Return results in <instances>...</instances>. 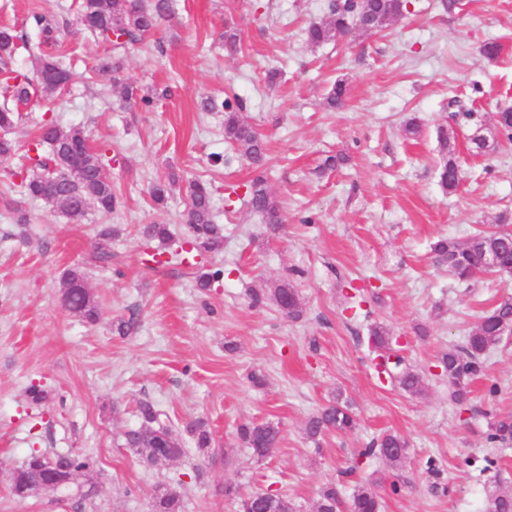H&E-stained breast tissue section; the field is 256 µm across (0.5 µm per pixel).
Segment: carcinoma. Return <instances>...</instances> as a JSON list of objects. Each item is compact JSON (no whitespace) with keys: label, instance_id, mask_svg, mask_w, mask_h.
<instances>
[{"label":"carcinoma","instance_id":"obj_1","mask_svg":"<svg viewBox=\"0 0 512 512\" xmlns=\"http://www.w3.org/2000/svg\"><path fill=\"white\" fill-rule=\"evenodd\" d=\"M170 11L169 0H81L79 23L89 32L113 44L114 49L137 42L154 31L159 22ZM408 11L407 0H367L365 9H360L355 0H334L328 5L327 16L308 26L305 38L309 45L320 46L336 39L343 29L351 33L370 34L372 29L382 32L389 26L378 25L385 17L394 22ZM29 26L39 37L38 47L52 49L58 46L57 25L47 16L34 12L28 18ZM20 37L10 27H0V84L19 101L30 100L37 91L53 92L71 80V73L60 66L56 57L42 53L35 79L19 72L14 66L15 51ZM98 69L112 73L113 82H121L120 56L114 55L99 61ZM224 110V139L233 145L253 166L266 164V145L261 134L248 122L241 112L246 110L244 101L234 96L221 103ZM19 114L7 106L0 107V163L11 159L16 144L9 137L16 126ZM498 134L512 141V110H503L495 115ZM442 154L439 183L443 191L451 192L460 181V170L454 151L448 144V136L439 133ZM30 150L35 155L27 156L28 173L23 182L24 195L32 200L44 201L56 206L64 216L75 224L82 223L92 213L101 218L108 217L119 205V197L110 177L102 165V155L95 152L82 130H64L46 123L37 131ZM189 205L184 216L188 224L190 249L197 254L211 253L223 243L221 228L214 223L211 192L208 184L195 179L187 183ZM249 202L258 212L268 230L276 233L285 222L283 207L269 192L266 181L255 179L249 186ZM438 261L458 280L468 282L488 273L483 259L494 255L498 259L497 273L512 274V232L500 224L494 230H480L467 242L442 238L432 244ZM65 308L83 321L94 322L99 317V306L93 295L85 290H70L63 294ZM252 298L260 303L268 300L288 318L301 315V302L297 289L288 281L276 283L271 288L252 290ZM512 319V297H505L483 312L474 328L466 337L465 344L451 349L442 359L443 373L448 378L451 397L463 400L468 394V385L478 375L482 358L494 349L502 339L500 325ZM398 368L396 380L410 394L422 392L423 381L413 368L403 365L396 358ZM139 427L124 434L126 447L132 449L147 465L177 461L185 455L180 435L161 420L157 406L148 399L138 403ZM355 420L346 404L336 403L312 416L306 426L308 437L315 439L326 431L348 432ZM187 431L194 438L196 448L206 452L211 445V434L202 420L189 424ZM240 441L257 458L268 455L280 441V430L272 424L242 425L238 429ZM489 439L501 445L512 444V416L496 419L491 424ZM406 447V442L396 434H386L378 447L368 448L367 454H376L392 464L400 462L395 448ZM40 454L34 453L11 474V490L19 498H27L47 480L46 471L39 463ZM67 478L60 483L65 489L89 470L91 460L79 453L61 456ZM182 495L174 487H160L152 501V512H182ZM376 492L367 486L359 487L352 497L344 501L336 488L321 491L318 512H378ZM243 512H297L296 506L286 495L257 492L242 502Z\"/></svg>","mask_w":512,"mask_h":512}]
</instances>
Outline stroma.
Returning a JSON list of instances; mask_svg holds the SVG:
<instances>
[{
    "instance_id": "stroma-1",
    "label": "stroma",
    "mask_w": 512,
    "mask_h": 512,
    "mask_svg": "<svg viewBox=\"0 0 512 512\" xmlns=\"http://www.w3.org/2000/svg\"><path fill=\"white\" fill-rule=\"evenodd\" d=\"M77 5L0 0V25L27 41L18 69L38 67L27 18L39 12L57 23L58 59L74 73L65 89L22 107L11 133L19 153L0 171V512H150L160 484L181 491L183 512H241L258 491L315 512L328 486L346 498L372 486L380 512H486L492 497L512 493V447L488 439L494 415L512 412V335L484 356L465 402L451 398L440 364L483 311L512 296V274L462 283L430 250L440 237L463 243L512 225V143L495 138L479 155L472 144L512 108V0H460L451 11L410 0L388 31L318 47L305 29L328 0H172L159 28L124 53L121 87L98 71L112 46L78 23ZM228 28L238 34L233 49L222 38ZM491 42L500 46L493 59L482 53ZM339 80L348 100L332 110L325 98ZM143 94L152 109L141 108ZM232 94L267 140L265 168L225 141L223 110L201 107ZM462 103L477 120L451 119ZM413 118L421 132L409 140L403 126ZM46 122L81 128L106 153L120 199L108 219L72 224L25 200L23 153ZM442 131L464 172L448 195L438 185ZM330 154L345 163L323 169ZM172 175L179 186L156 205L154 183ZM260 176L288 218L276 234L248 204ZM192 178L212 186L224 244L187 265L173 257L187 242L183 183ZM17 200L23 228L9 209ZM153 222L167 225L168 241L142 237ZM107 226L112 258L102 261L95 248ZM76 265L100 307L92 324L62 304V274ZM215 268L223 278L198 288V275ZM282 280L298 290L299 319L251 297ZM130 315L135 332L113 334V319ZM377 327L422 377L421 394L381 373L369 342ZM32 387L43 402L28 398ZM145 398L180 433L182 459L148 467L125 447ZM338 401L353 430L309 438V417ZM198 419L212 433L215 464L186 431ZM251 423L280 430L265 458L238 438ZM386 433L407 443L398 464L363 454ZM35 451L90 457L83 489L15 498L8 473ZM228 485L237 497L225 496Z\"/></svg>"
}]
</instances>
